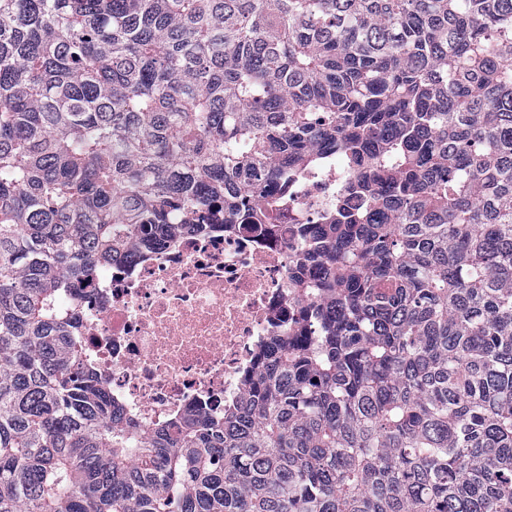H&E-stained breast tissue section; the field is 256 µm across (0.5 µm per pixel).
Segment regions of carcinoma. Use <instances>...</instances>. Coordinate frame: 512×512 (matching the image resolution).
<instances>
[{"instance_id": "carcinoma-1", "label": "carcinoma", "mask_w": 512, "mask_h": 512, "mask_svg": "<svg viewBox=\"0 0 512 512\" xmlns=\"http://www.w3.org/2000/svg\"><path fill=\"white\" fill-rule=\"evenodd\" d=\"M333 160L238 402L136 428L101 267ZM0 512H512V0H0Z\"/></svg>"}]
</instances>
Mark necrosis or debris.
<instances>
[{
	"instance_id": "obj_1",
	"label": "necrosis or debris",
	"mask_w": 512,
	"mask_h": 512,
	"mask_svg": "<svg viewBox=\"0 0 512 512\" xmlns=\"http://www.w3.org/2000/svg\"><path fill=\"white\" fill-rule=\"evenodd\" d=\"M343 179L332 166L283 184L271 234L225 223L216 205L207 230L101 270L79 310L82 344L141 429L197 406L223 417L294 309L288 270L302 248L298 225L319 223Z\"/></svg>"
}]
</instances>
